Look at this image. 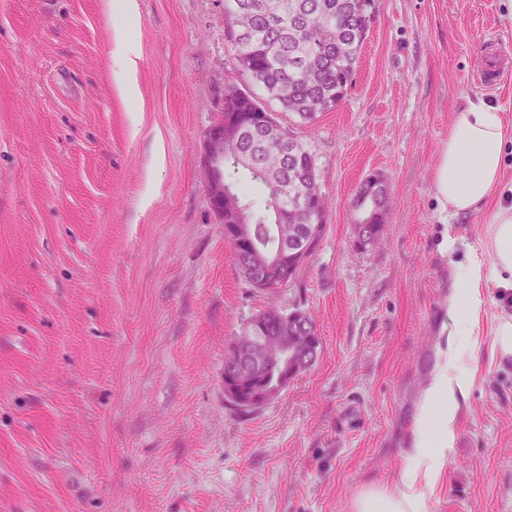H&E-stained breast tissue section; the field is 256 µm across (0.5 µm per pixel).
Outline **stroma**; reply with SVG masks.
Returning <instances> with one entry per match:
<instances>
[{
  "label": "stroma",
  "instance_id": "1",
  "mask_svg": "<svg viewBox=\"0 0 512 512\" xmlns=\"http://www.w3.org/2000/svg\"><path fill=\"white\" fill-rule=\"evenodd\" d=\"M128 96L107 0H0V512H352L395 483L448 336L432 169L481 95L512 115V0H374L341 103L276 119L314 156L323 235L274 293L252 288L203 187L224 88L259 94L224 0H139ZM164 154L155 164V151ZM381 178L379 239L353 201ZM316 320L314 365L257 412L224 403V358L260 310ZM431 512H512V360L482 354Z\"/></svg>",
  "mask_w": 512,
  "mask_h": 512
}]
</instances>
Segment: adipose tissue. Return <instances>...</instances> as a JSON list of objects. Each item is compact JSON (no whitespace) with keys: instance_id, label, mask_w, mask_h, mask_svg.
Wrapping results in <instances>:
<instances>
[{"instance_id":"1","label":"adipose tissue","mask_w":512,"mask_h":512,"mask_svg":"<svg viewBox=\"0 0 512 512\" xmlns=\"http://www.w3.org/2000/svg\"><path fill=\"white\" fill-rule=\"evenodd\" d=\"M109 8L124 23L111 51L113 73L131 94L139 53L127 27L139 16V2L111 0ZM511 146L512 122L500 107L477 96L450 126L438 153L433 183L444 216L486 210L491 216L480 247L457 267L448 299V343L417 409L400 483L392 489L362 487L353 499V512H429L430 497L454 447L458 400L475 380L481 350L494 359L512 357V313L496 317L489 346L480 340L485 288L496 287L504 297L512 294V184L504 181L505 153Z\"/></svg>"}]
</instances>
